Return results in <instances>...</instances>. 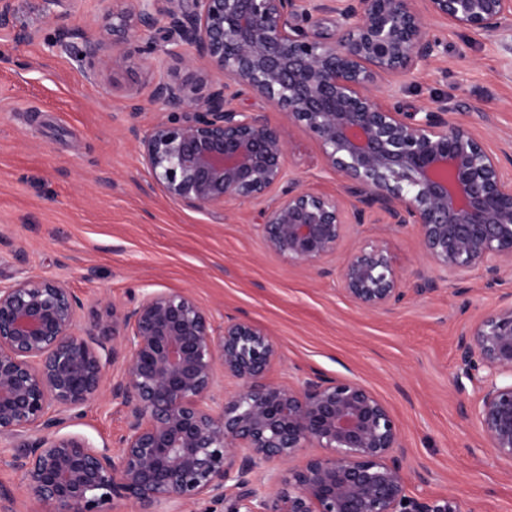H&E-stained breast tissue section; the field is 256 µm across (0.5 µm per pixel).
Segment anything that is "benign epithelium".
Listing matches in <instances>:
<instances>
[{
	"instance_id": "7a95c632",
	"label": "benign epithelium",
	"mask_w": 512,
	"mask_h": 512,
	"mask_svg": "<svg viewBox=\"0 0 512 512\" xmlns=\"http://www.w3.org/2000/svg\"><path fill=\"white\" fill-rule=\"evenodd\" d=\"M115 2L110 38L54 15L65 32L57 46L79 57L87 78L183 47L225 77L151 87L170 118L138 142L169 198L204 210L277 192L264 212L267 248L320 275L348 226L366 214L411 224L429 263L414 274L418 296L437 290L434 269L460 275L482 267L498 282L502 267H512V154L489 148L438 102L405 112L376 92L437 55L430 21L512 34V0ZM315 11L338 14L342 35L324 36ZM146 32L155 37L143 43ZM244 94L263 107L233 106ZM269 110L317 141L355 202L287 179V149ZM340 277L367 312L390 313L406 295L379 242L352 254ZM82 308L47 276L0 286V437L17 441L14 466L41 512H108L116 498L136 512L204 501L224 504V512H460L453 498L408 495L400 427L365 384L270 381L276 347L255 324L233 321L218 331L183 292H148L133 307L112 302L80 328ZM458 350L464 377L482 388L474 414L483 436L512 460V291L462 332ZM219 367L236 389L214 408ZM106 390L126 411L115 455L60 433ZM307 448L318 452L289 466ZM264 463L280 465L268 489L257 482Z\"/></svg>"
}]
</instances>
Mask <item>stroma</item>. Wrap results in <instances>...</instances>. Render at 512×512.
I'll return each mask as SVG.
<instances>
[{"label": "stroma", "instance_id": "1", "mask_svg": "<svg viewBox=\"0 0 512 512\" xmlns=\"http://www.w3.org/2000/svg\"><path fill=\"white\" fill-rule=\"evenodd\" d=\"M0 25V284L33 273L57 279L85 312H105L150 291H183L215 328L231 319L263 328L278 350L268 377L298 385L318 375L352 377L392 410L407 449L410 496L455 498L461 512H512V462L486 444L471 414L479 392L457 393L456 344L477 318L512 290V270L487 283L482 268L464 280L437 272L438 289L407 294L392 313L354 306L337 273L357 247L381 241L403 276L425 265L416 230L377 223L350 226L320 276L269 252L259 214L266 200L229 201L198 211L169 199L139 153L137 133L162 119L149 97L161 78L207 70L191 49L133 60L87 81L55 44L61 32L46 0H10ZM71 26L106 33L113 0H63ZM433 34L438 59L418 67L399 89L379 93L415 112L439 101L492 149L512 152V42L443 25ZM278 124L290 176L308 190L344 195L303 130ZM125 412L110 393L88 404L66 428L118 451ZM11 440L0 438V512H38L12 465Z\"/></svg>", "mask_w": 512, "mask_h": 512}]
</instances>
